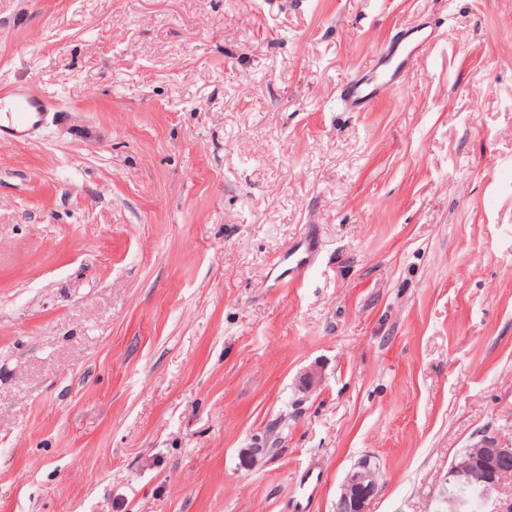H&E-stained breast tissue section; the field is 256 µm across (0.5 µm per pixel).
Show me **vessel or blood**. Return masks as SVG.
<instances>
[{
    "label": "vessel or blood",
    "instance_id": "obj_1",
    "mask_svg": "<svg viewBox=\"0 0 512 512\" xmlns=\"http://www.w3.org/2000/svg\"><path fill=\"white\" fill-rule=\"evenodd\" d=\"M426 45L425 39H401L399 49H381L372 70L363 75L354 76L342 87L341 101L351 112L368 109L377 99L382 80H394L400 71L394 58L397 50L411 54L419 53ZM5 112L0 115V137L7 136L22 141L37 129L46 117V106L41 98L21 90L0 98ZM318 244L313 234H305L300 245L289 250L286 259L289 264L291 280L302 279L313 265ZM326 483L323 468L309 466L299 470L296 489L289 502L290 512H313L317 499Z\"/></svg>",
    "mask_w": 512,
    "mask_h": 512
}]
</instances>
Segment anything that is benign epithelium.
<instances>
[{"instance_id": "benign-epithelium-1", "label": "benign epithelium", "mask_w": 512, "mask_h": 512, "mask_svg": "<svg viewBox=\"0 0 512 512\" xmlns=\"http://www.w3.org/2000/svg\"><path fill=\"white\" fill-rule=\"evenodd\" d=\"M512 461V440H482L477 449L466 451L454 460L448 476L460 478L464 484L477 489L464 501L467 512H481L492 494L501 491V485L491 471L502 462ZM378 473L370 461H359L347 474L334 512H365L367 502L378 491Z\"/></svg>"}]
</instances>
